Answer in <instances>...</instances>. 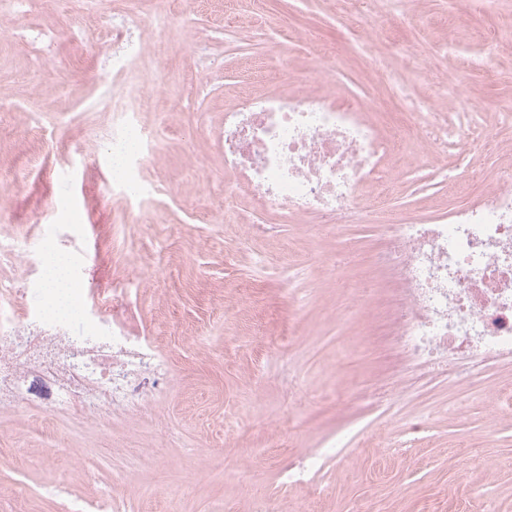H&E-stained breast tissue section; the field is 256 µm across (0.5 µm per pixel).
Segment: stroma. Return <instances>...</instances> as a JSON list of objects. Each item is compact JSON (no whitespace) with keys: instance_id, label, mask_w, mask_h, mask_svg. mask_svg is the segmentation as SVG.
I'll return each mask as SVG.
<instances>
[{"instance_id":"obj_1","label":"stroma","mask_w":512,"mask_h":512,"mask_svg":"<svg viewBox=\"0 0 512 512\" xmlns=\"http://www.w3.org/2000/svg\"><path fill=\"white\" fill-rule=\"evenodd\" d=\"M89 0H28L0 12V232L33 239L71 227L83 290L150 267L165 274L140 292L143 328L167 360L170 386L148 413L101 429L37 407L0 413V512H91L105 495L126 512H512V357L490 362L474 385L431 376L391 343L398 299L388 270L358 267L377 286L372 323L337 317L331 261L347 246L373 251L380 225L347 224L318 235L260 216L264 233L222 219L219 138L224 111L244 97L296 92L335 50L336 92L400 121L368 62L345 51L353 34L383 31L375 53L431 110L458 109L464 86L474 119L494 138L474 172L448 183L446 160L401 138L400 177L374 209L426 220L465 204L512 156V5L478 10L474 0H378L365 14L349 0H196L143 44L138 82L148 84L137 118L149 138L140 172L162 189L133 208L112 191V167L97 142L112 131L117 6ZM298 271L301 302L281 291V268ZM405 380L399 402L392 383ZM348 437L321 459L312 485L281 472L311 449Z\"/></svg>"}]
</instances>
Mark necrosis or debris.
Segmentation results:
<instances>
[{"label": "necrosis or debris", "mask_w": 512, "mask_h": 512, "mask_svg": "<svg viewBox=\"0 0 512 512\" xmlns=\"http://www.w3.org/2000/svg\"><path fill=\"white\" fill-rule=\"evenodd\" d=\"M128 22L112 29L113 69L131 72L141 35ZM319 70L314 85L295 95L263 92L224 113V171L259 214L305 223L317 217L318 234L369 222L361 205L365 189L378 187L393 160L384 125L339 100ZM459 108L444 118L418 101H405L407 128L427 153L452 156L468 171L474 155L491 145L477 137L464 88ZM145 133L132 118L112 130L108 147L121 173L112 184L135 207L150 205L157 188H144ZM387 245L371 265L392 271L403 291L394 315L397 341L419 364L447 369L468 361L462 385L480 378L488 361L512 355V160L501 178L465 205L430 222L395 218L382 226ZM134 294L128 280L88 294L79 314L88 327L75 334L73 319L53 312L48 288L37 279L0 284V410L23 404L30 373L49 389L46 418L80 413L97 424L140 412L162 396L168 365L150 337L130 320Z\"/></svg>", "instance_id": "necrosis-or-debris-1"}]
</instances>
